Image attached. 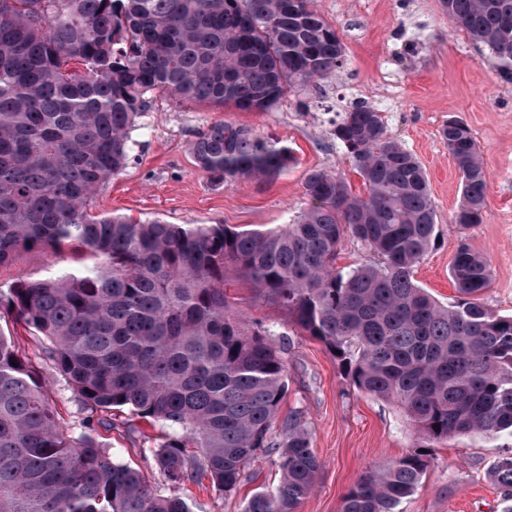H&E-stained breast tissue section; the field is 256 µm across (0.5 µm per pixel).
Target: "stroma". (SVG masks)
<instances>
[{
    "instance_id": "stroma-1",
    "label": "stroma",
    "mask_w": 512,
    "mask_h": 512,
    "mask_svg": "<svg viewBox=\"0 0 512 512\" xmlns=\"http://www.w3.org/2000/svg\"><path fill=\"white\" fill-rule=\"evenodd\" d=\"M314 6L346 47L343 68L327 79L293 86L266 112L153 96L132 133L126 169L99 188L91 203L94 213L265 229L292 222L303 209V184L312 170L341 175L353 193H362V178L331 134L342 114L361 101L382 113L389 135L417 157L428 176L439 241L415 266V283L448 303L457 294L449 269L464 245L490 265L491 281L481 295L484 306L512 315V83L499 78L484 48L449 21L442 0H314ZM453 118L469 126L488 174L484 221L464 229L451 222L461 181L441 136ZM220 120L288 146L293 155L288 170L271 179L213 183L196 167L190 145ZM93 263L74 242L39 256L22 252L0 266V291L21 279L76 272ZM226 292L233 314L278 323L290 339L288 391L271 435L279 437L282 420L302 409L312 447L323 462L297 512H341L345 495L361 477L411 450L412 428L395 404L356 389L321 342L295 329L285 310L235 271L227 273ZM0 333L14 339L45 381L61 423L79 426L86 412L77 396L43 361L30 329L3 306ZM112 421V430H96L97 439L108 445L115 461L141 468L164 487L150 453L159 427L126 411L115 413ZM511 448L512 437L499 435L457 436L429 449L422 482L399 512H506L493 465ZM277 481L275 467L262 456L251 463L235 495H224L206 479L187 484L184 492L193 512H242L254 493Z\"/></svg>"
}]
</instances>
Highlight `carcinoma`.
Wrapping results in <instances>:
<instances>
[{
	"instance_id": "cac0c4a2",
	"label": "carcinoma",
	"mask_w": 512,
	"mask_h": 512,
	"mask_svg": "<svg viewBox=\"0 0 512 512\" xmlns=\"http://www.w3.org/2000/svg\"><path fill=\"white\" fill-rule=\"evenodd\" d=\"M443 2L511 80L512 0ZM345 61L313 0H0V266L64 242L96 259L9 288L7 306L89 415L80 432L61 425L44 383L0 333V512H192L181 487L206 477L231 495L261 453L281 480L243 512H297L322 463L301 410L271 439L288 343L277 326L231 312L230 267L339 350L351 384L394 402L415 431L414 449L351 487L342 512H395L423 477V449L451 436L512 435V316L480 302L490 267L463 245L450 268L453 302L414 283L435 239V206L420 162L373 106L354 105L331 130L365 193L313 170L290 224L91 212L97 188L127 166L130 132L153 94L264 112L292 84ZM441 134L462 183L451 223L480 224L487 173L470 129L451 119ZM191 151L218 184L274 178L293 162L280 141L226 122ZM346 232L378 262L337 267ZM121 408L166 428L152 458L170 493L93 435L95 415ZM494 475L512 500V457Z\"/></svg>"
}]
</instances>
